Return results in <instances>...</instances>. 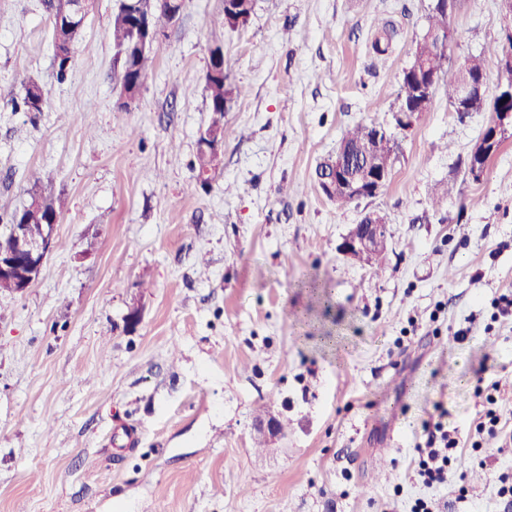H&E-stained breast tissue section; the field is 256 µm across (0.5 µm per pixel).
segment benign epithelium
Here are the masks:
<instances>
[{"mask_svg":"<svg viewBox=\"0 0 512 512\" xmlns=\"http://www.w3.org/2000/svg\"><path fill=\"white\" fill-rule=\"evenodd\" d=\"M238 6L229 8V12L237 18L226 17V24L237 28L248 13L252 12L255 0H235ZM136 0H116V9L131 13V23L138 34L136 47L145 50L150 43L163 37V32L151 26L149 17L137 11ZM512 132V109L499 108L494 111L488 129L473 147L474 164L470 176L480 179L485 172L483 164L487 155L491 154L497 144L498 136ZM224 134L207 127L200 132L198 153L205 156H218L221 153ZM352 151L344 148L336 160L319 171L320 187L325 195H335L343 190L353 194L355 199L376 196L390 178V171L373 165H367L360 171L349 167L348 161ZM57 223L44 225L40 235L29 234L24 224H11L6 232L9 246L0 252V279L8 276L18 284V292L22 293L32 287L40 278L47 256L52 253L56 239ZM388 247V231L385 224L353 225L339 244V251L347 256H360L371 262L386 251Z\"/></svg>","mask_w":512,"mask_h":512,"instance_id":"obj_1","label":"benign epithelium"}]
</instances>
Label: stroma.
<instances>
[{"label":"stroma","mask_w":512,"mask_h":512,"mask_svg":"<svg viewBox=\"0 0 512 512\" xmlns=\"http://www.w3.org/2000/svg\"><path fill=\"white\" fill-rule=\"evenodd\" d=\"M431 2L256 0L223 30L226 83L245 93L203 187L193 162L224 0H184L127 109L114 0H92L62 80L41 0H0V84L13 89L0 98V233L30 171L64 201L38 282L0 293V512H412L420 498L503 512L512 314L493 302L512 294V139L475 181L466 161L491 109L452 111L440 88L398 127ZM386 23L397 34L374 53ZM452 23L457 58L501 42L507 21L500 0H461ZM32 80L39 112L21 105ZM360 122L392 134V175L339 207L316 168ZM440 181L455 190L434 207ZM371 210L389 230L377 273L338 250ZM306 275L325 299L298 287ZM482 380L500 383L504 433L477 448ZM264 412L290 425L259 453ZM432 417L458 445L428 485L416 446Z\"/></svg>","instance_id":"35a3bbf8"}]
</instances>
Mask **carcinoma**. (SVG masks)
<instances>
[{"label": "carcinoma", "instance_id": "carcinoma-1", "mask_svg": "<svg viewBox=\"0 0 512 512\" xmlns=\"http://www.w3.org/2000/svg\"><path fill=\"white\" fill-rule=\"evenodd\" d=\"M456 8V0L444 3L442 0L431 5L427 27L424 35L417 44L420 56V65L413 63L402 71L398 93L392 107V111L401 115L408 121H413L419 112V95L421 81L434 76L441 78L448 72V49L438 44L439 37L450 30V15ZM112 43L121 47L128 44L132 37V29L127 22L119 16L111 19ZM394 28L386 24L382 27L379 36L371 43L372 50L377 54L385 53L391 45ZM160 41H155L154 46L145 52H133L130 59L126 60L127 73L125 81L140 86L141 80L148 75L152 62V54L155 46ZM512 55V40L500 46L493 45L484 48L477 55L466 56V75L476 80L485 78L486 56ZM211 112L210 126L224 127V77L218 76L212 79V83L205 87ZM45 100L44 89L35 81L29 82L25 96L22 99V107L26 112H40ZM341 142L351 147L358 163H366L368 160L379 157L381 164L392 166L395 150H385L382 141L375 137L373 125L358 123L349 129L341 139ZM33 184L29 202L21 209L14 210L9 217L11 224H27L31 231H40L41 225L50 223L51 219L61 214L62 200L57 197L50 184L42 181L41 177L32 175Z\"/></svg>", "mask_w": 512, "mask_h": 512}]
</instances>
